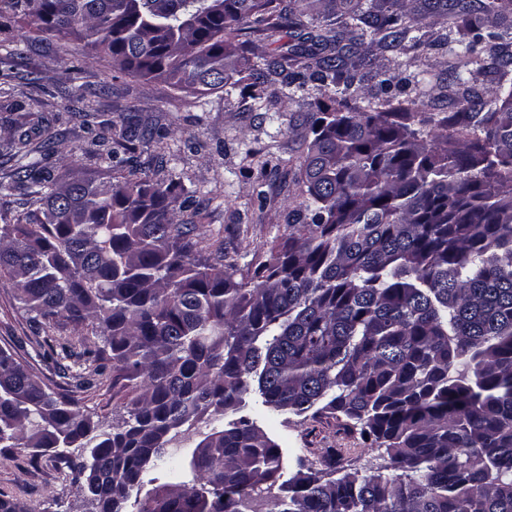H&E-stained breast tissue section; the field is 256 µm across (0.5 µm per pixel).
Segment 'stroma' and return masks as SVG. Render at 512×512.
I'll list each match as a JSON object with an SVG mask.
<instances>
[{
    "label": "stroma",
    "mask_w": 512,
    "mask_h": 512,
    "mask_svg": "<svg viewBox=\"0 0 512 512\" xmlns=\"http://www.w3.org/2000/svg\"><path fill=\"white\" fill-rule=\"evenodd\" d=\"M11 64H0L21 111L0 112V176L17 166L6 143L5 118L36 126L50 122L55 176L109 171L89 159L93 132L89 123L112 121L115 129L137 122L164 132L162 142L135 140L140 164L163 163L167 178L193 196V209L181 213L207 238L223 243L239 268L266 260L273 243L287 234L290 210L300 200L299 157L311 133L307 121L317 105L329 103L332 92L319 83L305 86L275 78L267 86V107L253 105L238 92L198 96L178 92L162 80L122 73L106 60L82 51L67 52L55 37L31 36ZM382 79L392 91L407 88L418 95L425 111L439 116L456 111L463 88L448 80V55L441 50L418 55L396 54L365 44ZM83 98L74 101V88ZM34 331L29 316L14 300L8 278L0 279V347L26 357ZM243 413L275 440L284 452V466L322 467L327 449H334L344 469L368 472L381 459L358 431L322 416L306 421L282 414L266 415L256 399ZM0 493L23 503L27 512H83L82 500L68 478L64 459L52 454L31 459L27 453L0 449Z\"/></svg>",
    "instance_id": "stroma-1"
}]
</instances>
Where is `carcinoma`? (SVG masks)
Returning a JSON list of instances; mask_svg holds the SVG:
<instances>
[{
  "instance_id": "obj_1",
  "label": "carcinoma",
  "mask_w": 512,
  "mask_h": 512,
  "mask_svg": "<svg viewBox=\"0 0 512 512\" xmlns=\"http://www.w3.org/2000/svg\"><path fill=\"white\" fill-rule=\"evenodd\" d=\"M0 0L4 23L73 37L141 78L205 95L268 100L279 60L252 72L240 25L301 45L291 81L340 86L344 106L374 79L364 36L382 50L447 49L464 85L483 40L431 37L473 22L463 0ZM504 21L512 0H480ZM358 56L353 71L344 60ZM386 108L309 114L304 200L269 259L237 273L177 220L176 183L144 171L60 180L12 140L30 209L0 226V275L31 314L44 382L0 349V448L66 460L89 512H130L146 474L205 416L265 409L344 419L387 464L370 474L304 466L282 479L279 445L248 419L207 434L188 481L153 490L150 512H512V89L462 96L437 118ZM95 152L122 166L98 123ZM126 389L112 424L71 390Z\"/></svg>"
}]
</instances>
